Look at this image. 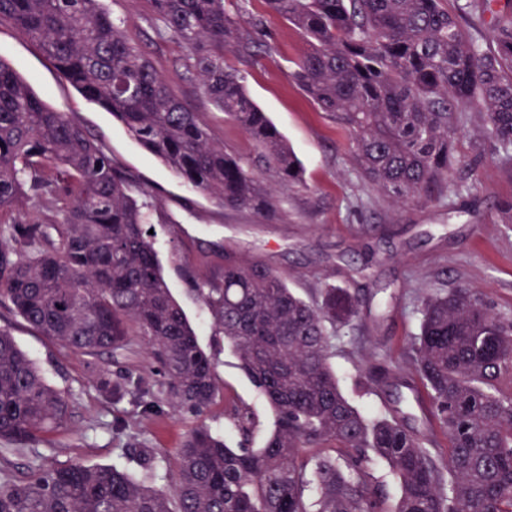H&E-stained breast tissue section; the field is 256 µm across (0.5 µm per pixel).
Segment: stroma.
I'll use <instances>...</instances> for the list:
<instances>
[{
  "label": "stroma",
  "mask_w": 512,
  "mask_h": 512,
  "mask_svg": "<svg viewBox=\"0 0 512 512\" xmlns=\"http://www.w3.org/2000/svg\"><path fill=\"white\" fill-rule=\"evenodd\" d=\"M127 37L146 47L172 91L199 112L211 137L247 163L272 188L277 218L249 209L230 211L196 191L140 146L98 104L66 81L30 39L10 23L0 24V60L9 63L34 93L81 124L118 165L134 174L160 203L152 230L165 280L212 357L218 392L201 413L173 408L165 378L141 337L117 355L74 353L51 342L0 305V327L9 329L45 379L67 400L70 417L60 429L33 442L30 450L0 449V482L21 481L32 465L78 461L136 469L130 445L139 441L156 457L155 485L171 487L175 459L185 435L203 424L237 440L229 413L239 407L258 425L248 445L262 447L272 427L265 396L244 376L223 337L217 336L196 285L222 266L225 257L262 262L288 286L310 297L326 284L355 293L370 306L354 332L336 342L331 364L341 388L358 406L388 413L401 409L408 425L419 423V395L408 386L414 374L404 349L418 330L417 307L426 289L441 285L483 292L495 309L512 314V224L501 221V203L512 201V172L499 163L495 146L483 141L478 113H470L455 139L461 163L448 191L405 203L394 201L362 177L347 131L320 112L292 80L307 44L292 24L270 12L263 0H225L242 27L262 18L263 33L252 54L231 52L254 102L267 113L304 167L300 184L280 183L259 163V149L203 93L189 53L178 42L158 40L160 22L150 0H104ZM143 376L154 407L142 412L129 401L102 399L95 381L103 367ZM385 367L388 379H368L356 395L359 373Z\"/></svg>",
  "instance_id": "1"
}]
</instances>
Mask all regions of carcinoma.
Returning a JSON list of instances; mask_svg holds the SVG:
<instances>
[{"mask_svg": "<svg viewBox=\"0 0 512 512\" xmlns=\"http://www.w3.org/2000/svg\"><path fill=\"white\" fill-rule=\"evenodd\" d=\"M188 51L203 92L260 149L283 183L302 165L224 51H249L262 19L241 27L224 0H150ZM309 49L293 80L354 138L353 158L396 200L448 187L459 160L462 109L480 112L485 138L512 171V14H490L489 45L447 0H264ZM38 43L60 74L112 113L150 154L227 210L274 214L271 190L214 141L199 114L169 89L103 0H0V22ZM74 120L56 112L0 59V300L29 327L83 354L112 353L142 337L179 409L201 413L217 388L210 356L171 295L149 233L156 204ZM197 291L238 367L266 396L273 427L248 448L255 425L231 413L230 446L200 425L177 455L169 489L153 485L154 455L139 476L81 462L38 468L0 484V512H512V318L468 288L420 299L407 356L422 386L428 428L375 414L342 393L330 359L336 333L360 319L358 298L326 284L304 299L263 264L224 259ZM100 395L137 394L130 375L96 380ZM68 403L6 329H0V440L24 447L64 426ZM398 486L394 502L367 493L373 460Z\"/></svg>", "mask_w": 512, "mask_h": 512, "instance_id": "1", "label": "carcinoma"}]
</instances>
